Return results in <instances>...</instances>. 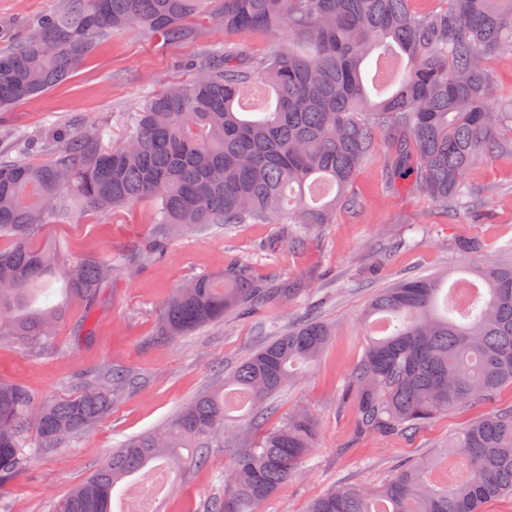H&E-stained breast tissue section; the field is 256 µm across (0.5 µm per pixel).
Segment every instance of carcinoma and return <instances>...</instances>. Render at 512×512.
Segmentation results:
<instances>
[{
    "mask_svg": "<svg viewBox=\"0 0 512 512\" xmlns=\"http://www.w3.org/2000/svg\"><path fill=\"white\" fill-rule=\"evenodd\" d=\"M32 33L0 48V111L68 78L95 43L126 28L166 41L197 37L191 20L212 16L226 31L286 36L261 57L226 43L197 61L196 76L151 96L127 115V137L110 146L108 124L53 137L48 162L0 161V336L47 340L61 305L34 309V294L58 276L91 306L112 278V263L86 257L70 265L36 244L59 199L91 210L150 200L158 227L154 254L173 233L208 224H279L268 244L303 243L305 229L331 223L336 207L357 205L348 188L375 148V131L394 134V178L417 185L442 209L467 197L475 157L503 148L497 127L509 119L491 105L487 59L512 49V0H445L416 16L410 0H65ZM478 258L472 279L429 276L379 292L366 322L392 330L369 335L345 391L366 431L414 432L439 415L490 401L512 385V265ZM267 288L242 271L207 273L177 288L164 305L160 335L186 336L263 299ZM333 334L311 318L254 351L217 388L186 403L160 429L129 440L53 512H113L119 482L157 460L195 449L233 456L218 512H259L301 471L316 435L297 412L260 440L224 439L225 393L245 394L247 428L263 430L269 401L312 365ZM132 379L111 369L62 399L37 403L0 380V485L26 463L30 426L44 448L77 437L112 410ZM512 496V405L458 431L434 459L401 469L373 490L338 486L309 512H481Z\"/></svg>",
    "mask_w": 512,
    "mask_h": 512,
    "instance_id": "obj_1",
    "label": "carcinoma"
}]
</instances>
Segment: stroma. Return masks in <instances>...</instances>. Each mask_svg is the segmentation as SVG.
<instances>
[{
    "mask_svg": "<svg viewBox=\"0 0 512 512\" xmlns=\"http://www.w3.org/2000/svg\"><path fill=\"white\" fill-rule=\"evenodd\" d=\"M63 7L64 0H0V45L25 38L35 20ZM199 29L200 37L189 42L135 29L97 42L66 82L0 112V160L47 161L52 132L103 122L111 128V144H121L126 114L149 95L190 81L203 53L238 42L260 55L278 40L273 32H227L212 21ZM376 139L353 181L357 207L337 210L333 223L309 227L297 247L265 250L279 232L275 224H211L175 235L155 257L152 204L145 200L103 212L70 205L50 217L41 240L71 260L116 259L133 245L142 257L135 269L113 276L93 307L67 302L68 317L51 339L37 346L0 339V379L23 385L39 402L70 395L82 378L106 368L135 383L77 438L45 449L36 433H28L26 465L0 486V512H51L112 451L170 420L276 331L307 318L335 325L336 334L319 360L272 400L268 423L279 425L306 410L316 423L314 448L300 475L261 512H307L313 499L339 483L375 489L486 414L483 406L454 411L411 434L383 437L361 430L352 400L343 396L364 351L362 314L380 289L460 270L467 263L463 246L473 241L490 260L512 264V152L478 156L468 174L472 204L448 213L392 178L387 132ZM230 268L265 282L269 295L219 324L157 339L163 305L176 288ZM230 465L229 451L213 448L203 464L171 467L170 487L157 499L156 512H208L224 497Z\"/></svg>",
    "mask_w": 512,
    "mask_h": 512,
    "instance_id": "1",
    "label": "stroma"
}]
</instances>
